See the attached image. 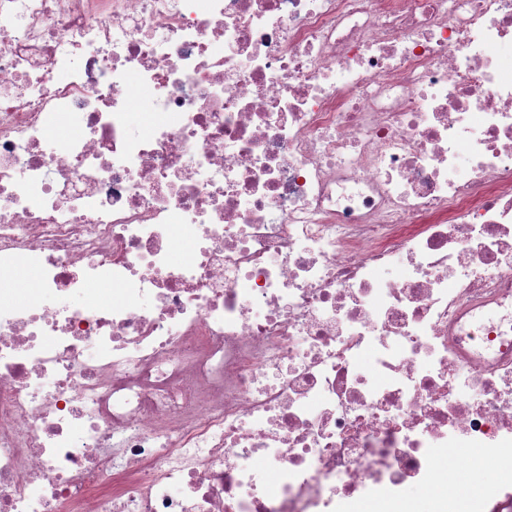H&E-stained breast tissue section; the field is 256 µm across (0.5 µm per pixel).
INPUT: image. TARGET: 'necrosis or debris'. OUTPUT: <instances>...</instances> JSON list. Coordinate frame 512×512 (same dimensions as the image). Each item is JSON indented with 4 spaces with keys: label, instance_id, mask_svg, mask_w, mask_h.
<instances>
[{
    "label": "necrosis or debris",
    "instance_id": "obj_1",
    "mask_svg": "<svg viewBox=\"0 0 512 512\" xmlns=\"http://www.w3.org/2000/svg\"><path fill=\"white\" fill-rule=\"evenodd\" d=\"M475 448L512 512V0H0V512H458Z\"/></svg>",
    "mask_w": 512,
    "mask_h": 512
}]
</instances>
